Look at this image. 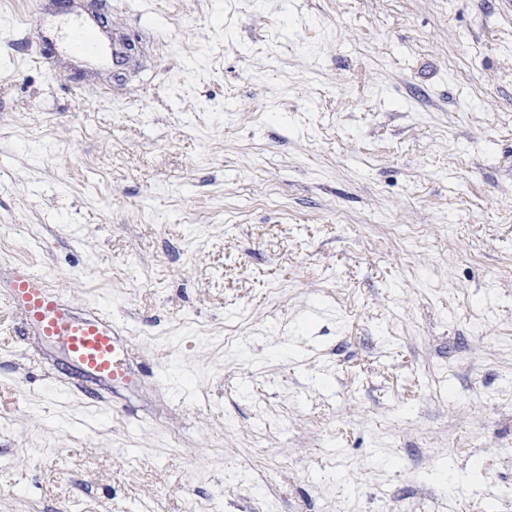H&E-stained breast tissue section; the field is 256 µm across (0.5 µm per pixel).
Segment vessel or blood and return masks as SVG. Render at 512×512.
<instances>
[{"instance_id":"1","label":"vessel or blood","mask_w":512,"mask_h":512,"mask_svg":"<svg viewBox=\"0 0 512 512\" xmlns=\"http://www.w3.org/2000/svg\"><path fill=\"white\" fill-rule=\"evenodd\" d=\"M108 38L96 16L72 15L68 45L73 53L92 55ZM5 298L10 309L22 313L28 333L59 347L64 363L82 381L107 389L141 382L144 372L134 364L130 340L111 314L73 304L47 275L25 264L12 268Z\"/></svg>"}]
</instances>
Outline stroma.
I'll return each instance as SVG.
<instances>
[{"instance_id": "stroma-1", "label": "stroma", "mask_w": 512, "mask_h": 512, "mask_svg": "<svg viewBox=\"0 0 512 512\" xmlns=\"http://www.w3.org/2000/svg\"><path fill=\"white\" fill-rule=\"evenodd\" d=\"M0 0V281L112 313L111 398L0 298V512H512V0ZM70 20L68 45L77 55L91 56L109 39L106 26L95 15L74 13Z\"/></svg>"}]
</instances>
